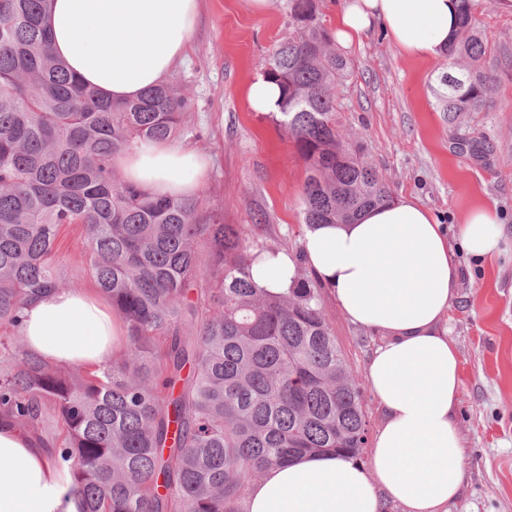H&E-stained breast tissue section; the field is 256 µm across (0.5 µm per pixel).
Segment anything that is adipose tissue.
I'll use <instances>...</instances> for the list:
<instances>
[{"label":"adipose tissue","mask_w":512,"mask_h":512,"mask_svg":"<svg viewBox=\"0 0 512 512\" xmlns=\"http://www.w3.org/2000/svg\"><path fill=\"white\" fill-rule=\"evenodd\" d=\"M459 0H343L334 37L347 48L381 26L406 56H442L458 28ZM200 22L199 0H53L52 53L105 98L126 101L166 81ZM123 178L152 193L196 196L208 156L172 142L140 141L118 156ZM474 257L512 249L497 211L478 206L460 223ZM307 266L331 288L344 316L379 333L365 377L382 412L368 463L332 454L269 467L248 486L246 512H448L463 483L458 431L461 360L442 321L460 270L444 225L400 197L351 222L307 227ZM256 283L287 292L296 265L287 253L253 262ZM27 348L61 366L106 367L126 342L122 319L97 293L53 289L23 311ZM70 477L14 421L0 419V512H82Z\"/></svg>","instance_id":"adipose-tissue-1"}]
</instances>
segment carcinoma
<instances>
[{
    "label": "carcinoma",
    "instance_id": "cac0c4a2",
    "mask_svg": "<svg viewBox=\"0 0 512 512\" xmlns=\"http://www.w3.org/2000/svg\"><path fill=\"white\" fill-rule=\"evenodd\" d=\"M50 0H0V416L32 431L68 470L83 512H245L246 487L305 454L362 460L364 390L298 272L286 294L258 287L250 242L198 198L124 181L115 158L142 139L188 135L191 101L173 82L120 103L69 73L49 46ZM294 35L263 60L284 92L281 126L309 174L307 225L349 222L391 199L336 127L348 62L317 0H289ZM461 0L436 78L448 120L489 107L487 45ZM82 229L90 274L123 319L128 346L105 368L57 367L21 334L25 303L66 288L59 236Z\"/></svg>",
    "mask_w": 512,
    "mask_h": 512
}]
</instances>
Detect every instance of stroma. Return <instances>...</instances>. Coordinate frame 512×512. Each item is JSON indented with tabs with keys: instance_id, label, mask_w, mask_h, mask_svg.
I'll return each mask as SVG.
<instances>
[{
	"instance_id": "1",
	"label": "stroma",
	"mask_w": 512,
	"mask_h": 512,
	"mask_svg": "<svg viewBox=\"0 0 512 512\" xmlns=\"http://www.w3.org/2000/svg\"><path fill=\"white\" fill-rule=\"evenodd\" d=\"M200 9L188 55L173 72L191 100L194 132L183 142L211 159L200 196L249 240L296 255L306 229L307 165L278 117L252 111L245 96L262 60L293 33L288 0H270L262 13L245 0H200ZM475 17L489 47L484 67L495 75L488 111L449 123L431 91L447 58L407 57L375 29L345 52L350 68L338 89L336 122L362 146L392 197L413 198L448 228L460 280L443 324L461 359L465 448L464 482L448 512H512V252L477 261L461 250L457 235L462 215L484 204L499 210L512 238V14L497 0H478ZM461 139L487 149L476 156L459 152ZM60 241L62 276L71 288H94L80 227H63ZM322 296L354 374L364 378L379 336L351 323L330 288Z\"/></svg>"
}]
</instances>
